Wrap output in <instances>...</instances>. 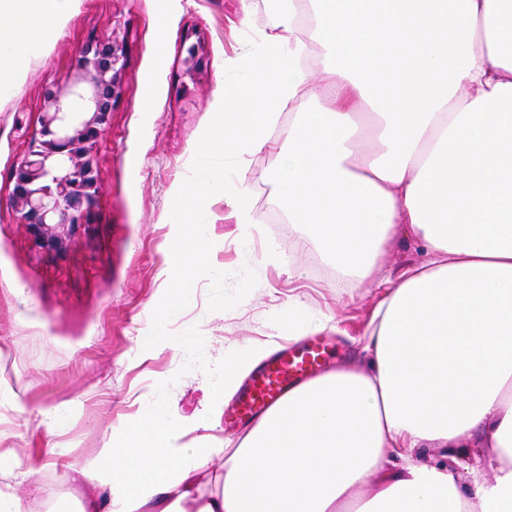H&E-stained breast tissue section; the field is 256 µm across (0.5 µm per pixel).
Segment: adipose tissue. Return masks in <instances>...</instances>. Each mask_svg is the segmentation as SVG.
Listing matches in <instances>:
<instances>
[{"instance_id": "1", "label": "adipose tissue", "mask_w": 512, "mask_h": 512, "mask_svg": "<svg viewBox=\"0 0 512 512\" xmlns=\"http://www.w3.org/2000/svg\"><path fill=\"white\" fill-rule=\"evenodd\" d=\"M264 2L251 76L198 144L200 178L173 193L196 227L167 242L185 271L152 336L193 298L214 193L241 234L259 223L239 171L269 152L289 223L354 287L381 288L367 362L300 383L233 448L184 444L195 419L152 406L85 472L109 488L111 512H512V0ZM57 5L0 0L22 25L0 38V60L33 53ZM405 229L428 260L392 279L379 259ZM268 353L226 355L232 371L208 402L232 397ZM476 433L483 452L466 475L413 458ZM220 455L222 486L205 491L198 473Z\"/></svg>"}]
</instances>
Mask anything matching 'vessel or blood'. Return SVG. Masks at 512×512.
Returning a JSON list of instances; mask_svg holds the SVG:
<instances>
[{
    "label": "vessel or blood",
    "instance_id": "obj_1",
    "mask_svg": "<svg viewBox=\"0 0 512 512\" xmlns=\"http://www.w3.org/2000/svg\"><path fill=\"white\" fill-rule=\"evenodd\" d=\"M333 351L328 339L311 337L274 353L241 385L227 418L228 425L243 424L263 415L301 381L317 376Z\"/></svg>",
    "mask_w": 512,
    "mask_h": 512
}]
</instances>
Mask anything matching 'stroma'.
Instances as JSON below:
<instances>
[{"instance_id": "obj_1", "label": "stroma", "mask_w": 512, "mask_h": 512, "mask_svg": "<svg viewBox=\"0 0 512 512\" xmlns=\"http://www.w3.org/2000/svg\"><path fill=\"white\" fill-rule=\"evenodd\" d=\"M251 12L246 28L241 0H60L35 52L0 62L10 77L0 94V456L22 463L0 472V490L28 512H77L91 497L108 512L107 491L81 475L87 460L154 404L176 420L199 412L224 378L225 354L287 334L291 296L334 314L332 368L367 359L379 293L353 287L306 228L281 219L270 179L277 159L266 153L253 157L246 181L267 222L241 243L215 198L195 302L164 341L142 344L179 274L167 241L186 226L171 195L199 178L194 149L225 83L244 77L245 49L267 23L263 0H251ZM108 35L126 61L98 144L92 224L64 251L43 249L17 218L8 174L40 127L44 87L67 82L82 47ZM46 407L59 408L58 430L45 423Z\"/></svg>"}]
</instances>
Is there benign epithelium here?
Listing matches in <instances>:
<instances>
[{"instance_id": "7a95c632", "label": "benign epithelium", "mask_w": 512, "mask_h": 512, "mask_svg": "<svg viewBox=\"0 0 512 512\" xmlns=\"http://www.w3.org/2000/svg\"><path fill=\"white\" fill-rule=\"evenodd\" d=\"M123 65V47L110 37L93 39L71 81L43 91L40 128L9 174L18 218L39 247L61 251L89 224L97 201V145Z\"/></svg>"}]
</instances>
